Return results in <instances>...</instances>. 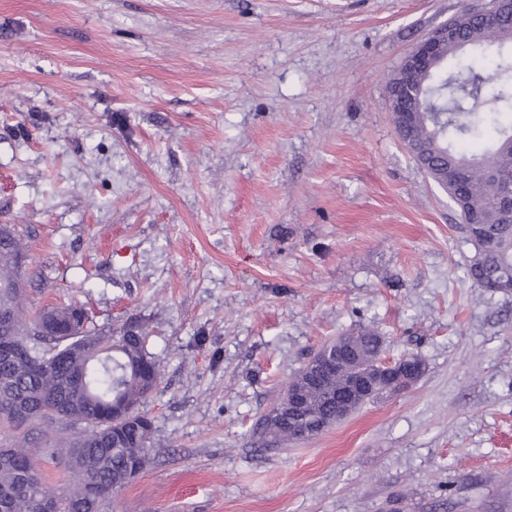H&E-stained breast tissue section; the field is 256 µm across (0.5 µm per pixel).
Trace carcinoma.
Masks as SVG:
<instances>
[{"mask_svg": "<svg viewBox=\"0 0 512 512\" xmlns=\"http://www.w3.org/2000/svg\"><path fill=\"white\" fill-rule=\"evenodd\" d=\"M466 46L455 41L441 50L442 62L427 70L412 71L405 79L411 109L406 137L431 162L426 173L448 190L456 201L469 238L472 215L480 216L481 234L493 248L475 251L467 277L484 288L512 292V217L499 199L500 187L512 183V124L504 126L499 112H478L485 101L512 111V20L486 26L461 12L454 16ZM493 55L497 71L486 75L472 69L448 68L462 52ZM495 125L497 137L481 153L468 154L461 143L480 136L481 128ZM23 245L12 227L0 225V424L22 428L11 407L18 396L30 402L35 419L82 423L84 429L58 449L77 480L62 494L33 466L28 451L17 446L0 463V512H45L65 501L82 504L89 495L103 499L123 488L131 470L148 460L152 451L151 420L139 406L156 388L160 370L146 349V329L135 334L102 333L87 327L68 332V311L77 305L54 307L31 320L24 317V281L16 272L17 250ZM380 333L364 327L352 337L359 353L370 359ZM328 387L312 386L302 424L309 436L336 417ZM120 400L138 412L136 419L112 425V402ZM261 436L288 438V414L260 421Z\"/></svg>", "mask_w": 512, "mask_h": 512, "instance_id": "carcinoma-1", "label": "carcinoma"}]
</instances>
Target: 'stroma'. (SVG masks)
I'll list each match as a JSON object with an SVG mask.
<instances>
[{
  "label": "stroma",
  "instance_id": "1",
  "mask_svg": "<svg viewBox=\"0 0 512 512\" xmlns=\"http://www.w3.org/2000/svg\"><path fill=\"white\" fill-rule=\"evenodd\" d=\"M481 0H0V224L27 314L146 326L150 460L98 512H512V293L385 96ZM366 326L422 378L315 438L259 419ZM76 424L0 427L60 487Z\"/></svg>",
  "mask_w": 512,
  "mask_h": 512
}]
</instances>
